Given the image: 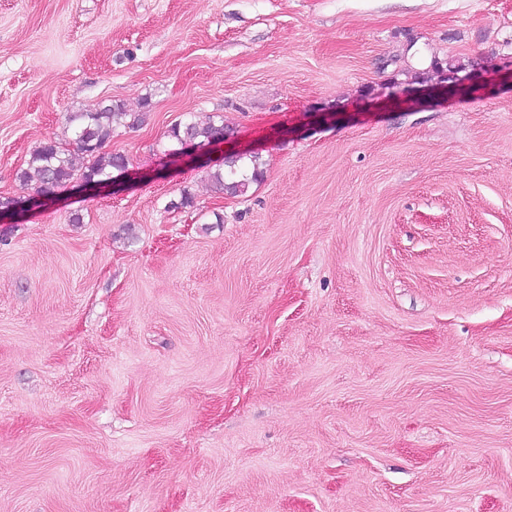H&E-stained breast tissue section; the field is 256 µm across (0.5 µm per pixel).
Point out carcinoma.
I'll return each mask as SVG.
<instances>
[{"label":"carcinoma","instance_id":"cac0c4a2","mask_svg":"<svg viewBox=\"0 0 512 512\" xmlns=\"http://www.w3.org/2000/svg\"><path fill=\"white\" fill-rule=\"evenodd\" d=\"M150 106L144 102L142 112H128L118 103L99 104L92 111L70 112L67 123L72 129L73 143L88 163L78 170L69 150L60 143L48 140L37 147L30 155L28 167L19 173V181L25 183L37 177L39 186L36 194L46 199L56 195L59 188L76 178L81 180L104 181L111 177L112 170L126 166L127 159L122 154L104 153L102 149L112 140L115 130L123 126L135 128L142 125L147 116L145 109ZM228 133L224 127V118L200 122L190 119L177 122L167 130V137L182 145L187 141L197 144H210L222 140ZM228 171L219 170L211 174L214 183L231 195L245 194L249 186L263 175L260 157L252 154L235 155L225 161Z\"/></svg>","mask_w":512,"mask_h":512}]
</instances>
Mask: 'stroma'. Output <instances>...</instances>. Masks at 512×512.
<instances>
[{"label": "stroma", "instance_id": "1", "mask_svg": "<svg viewBox=\"0 0 512 512\" xmlns=\"http://www.w3.org/2000/svg\"><path fill=\"white\" fill-rule=\"evenodd\" d=\"M511 69L512 0H0V199L151 103L0 219V512H512ZM147 114L145 111L127 112L118 103H101L92 111L68 113L66 120L74 135L73 143L88 163L78 171L70 151L48 140L31 153L28 167L19 173V181L25 183L36 176L39 182L36 194L46 199L53 198L60 187L73 181L78 176L76 172H80L77 179H81V186L105 188L111 185L112 169L125 167L127 159L122 154L103 153L102 149L112 140L118 127H138L145 122ZM83 180L107 181L90 186ZM214 118L219 120L216 122ZM228 129L224 127V118L216 115L209 116L207 122H199L196 119H190L185 122H176L167 130V137L177 144L183 146L186 141H192L197 144H210L212 142L223 140ZM181 150H188L194 145H187ZM227 173L217 170L211 174L214 183L226 193L243 195L252 183L258 182L263 175L260 157L252 154L235 155L224 161Z\"/></svg>", "mask_w": 512, "mask_h": 512}]
</instances>
